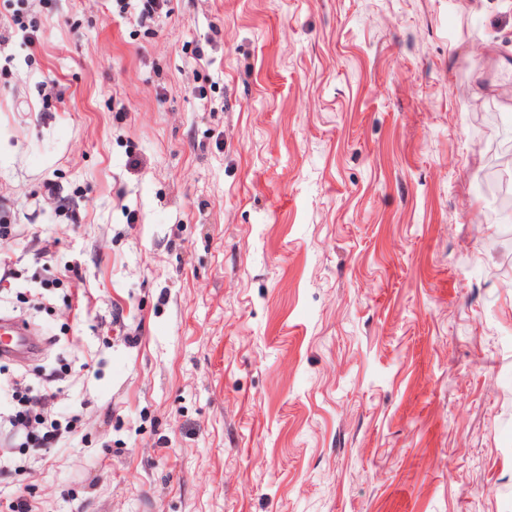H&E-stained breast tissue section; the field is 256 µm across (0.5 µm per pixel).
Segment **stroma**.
Masks as SVG:
<instances>
[{
  "label": "stroma",
  "instance_id": "35a3bbf8",
  "mask_svg": "<svg viewBox=\"0 0 512 512\" xmlns=\"http://www.w3.org/2000/svg\"><path fill=\"white\" fill-rule=\"evenodd\" d=\"M137 13L0 0V512H512V0ZM9 337L7 348L0 344L1 356L5 354L26 353L31 350V342L28 336H32L29 327L15 318L0 317V342L4 337ZM11 391V398L15 405L7 417L4 418L0 414V434L4 433L13 439L18 443L19 448H34L38 452L44 453L62 448L66 444V437L63 434L71 432L73 424L62 428L57 419L52 418L51 404L55 394L51 388L44 387L40 394V400L46 407L45 418L32 415L28 406L30 401L28 393L31 392L28 387L22 388V383L16 380ZM48 406H50L49 410ZM34 423L37 425L33 426Z\"/></svg>",
  "mask_w": 512,
  "mask_h": 512
}]
</instances>
